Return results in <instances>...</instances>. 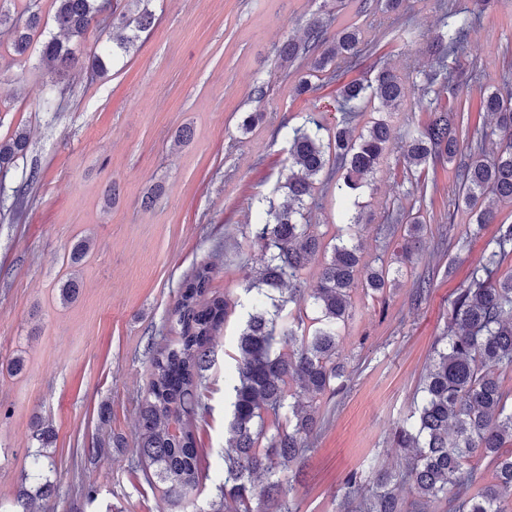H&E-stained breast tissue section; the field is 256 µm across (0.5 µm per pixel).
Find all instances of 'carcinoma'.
Returning a JSON list of instances; mask_svg holds the SVG:
<instances>
[{
  "mask_svg": "<svg viewBox=\"0 0 512 512\" xmlns=\"http://www.w3.org/2000/svg\"><path fill=\"white\" fill-rule=\"evenodd\" d=\"M146 0H126V9L112 10V43L125 52L154 22L141 7ZM53 21L63 34L45 35L40 0H28L24 16L13 17L0 4V32L9 35L17 57L40 46L51 67L79 68L93 77L106 72L102 52L78 54L73 45L84 41L90 26L108 7L106 0H54ZM404 0H360V8L396 12ZM448 22L430 42L440 65L425 75L424 92L440 88L450 98L426 109L427 119L402 141L407 169L420 173L419 200L437 191L429 167L455 165L458 194L455 205L464 207L477 226L497 225L492 247L485 250L470 272L466 286L451 301L448 327L420 387V403L394 434L405 454L403 472L389 476L376 491L359 498L362 475L345 478V512H429L442 504L446 512H508L512 501V388L501 380L512 367V274L499 269L512 259V224L498 220L496 203L512 202V88L487 92L474 106L456 89L462 76L450 52L461 43L476 21L471 11L453 10ZM333 17L312 22L302 41L283 44L287 61L310 56L309 76L295 87L299 95L314 90L318 74L332 80L333 66L355 68L373 51L363 32L352 26L328 35ZM341 97L347 118L322 140L323 125L313 116L292 131L289 148L291 174L283 185L285 201L269 202L255 225L264 264L246 285L254 292L251 310L236 341V374L225 379L230 400L224 483L219 486L224 512H252L251 501L263 498V512H296L279 502L281 473L302 458L317 428L314 409L300 402L303 394L336 391V380L346 371L337 349L339 325L350 317L351 291L361 286L377 296L396 283L401 266L413 261L425 225L407 217L406 245L400 266L362 265V243L353 214L356 196L381 168L394 132L384 119L370 122L355 133L349 123L357 111L374 102L390 108L404 104L400 78L381 68L371 80L355 79L343 85ZM495 116L494 133L500 150L490 156L482 143L470 138L473 111ZM29 136L25 130L0 140V174L22 168L25 182L39 179L37 167H27ZM331 167L336 178V202L341 223L330 242L301 222L306 199L313 196L316 178ZM319 254L328 255L310 299L296 287L302 272ZM213 269L197 265L180 288L169 312L171 336L149 339L150 371L138 405V435L131 468L152 472L162 496L174 512H199L193 494L201 485L195 419L206 412L203 402L214 366L211 341L223 327L232 305L222 293L210 290ZM312 305L317 316L307 320L303 309ZM51 453L43 447L32 460L31 477L41 493L54 488ZM491 481L479 485L481 463ZM405 482L415 498L400 502L391 481Z\"/></svg>",
  "mask_w": 512,
  "mask_h": 512,
  "instance_id": "carcinoma-1",
  "label": "carcinoma"
}]
</instances>
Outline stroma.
<instances>
[{
    "label": "stroma",
    "instance_id": "35a3bbf8",
    "mask_svg": "<svg viewBox=\"0 0 512 512\" xmlns=\"http://www.w3.org/2000/svg\"><path fill=\"white\" fill-rule=\"evenodd\" d=\"M471 0H406L401 15L358 0H149L155 20L130 53L107 73L52 74L39 54L18 59L0 37V140L27 130L29 164L40 178L21 211L10 205L20 173L0 184V507L13 512L20 489L32 512H171L142 471L131 470L138 403L150 368L149 339L168 332V312L185 279L202 263L214 267L212 290L232 304L214 339L216 365L197 421L203 475L197 505L217 512L224 476V377L234 370L236 339L249 307L246 277L260 265L252 228L269 202H282L290 132L307 113L327 128L342 121L339 88L389 66L408 99L386 118L396 132L425 120L418 100L437 59L426 48L449 10ZM333 12L335 26L354 24L377 44L360 67L296 95L308 64L280 57L288 38L303 37L316 16ZM455 56L469 79L461 96L503 86L512 74V0H488ZM60 95L42 106L45 84ZM264 99H257V89ZM260 118L242 129L250 113ZM440 192L425 212L417 260L385 299L352 294L339 338L348 366L342 389L310 397L321 423L305 464L287 470L286 500L298 512H340L344 478L354 469L387 468L404 460L392 444L396 425L413 406L433 347L451 317L452 294L493 239L495 225L476 229L455 209L451 165L438 166ZM413 175L400 150L388 153L356 212L363 260L394 263L403 231L390 217L415 204ZM306 218L332 236L337 223L333 184L317 180ZM458 243L437 246L447 233ZM92 246L79 264L70 253ZM439 258L451 276H435L428 294L413 296L425 264ZM76 279L79 293L62 303L60 286ZM22 358L21 371L11 363ZM51 434L53 495L29 479L38 427Z\"/></svg>",
    "mask_w": 512,
    "mask_h": 512
}]
</instances>
